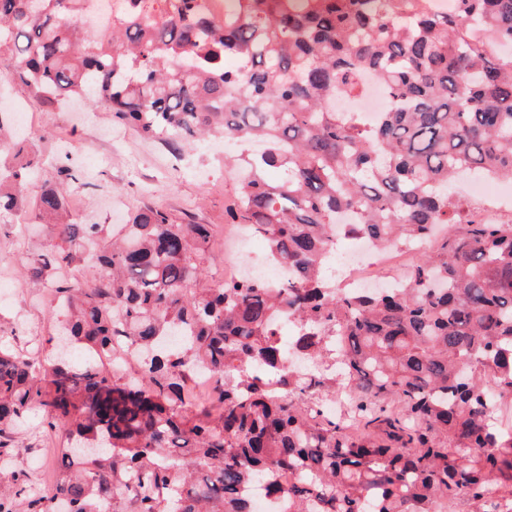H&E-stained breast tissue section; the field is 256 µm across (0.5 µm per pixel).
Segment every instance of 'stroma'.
I'll return each instance as SVG.
<instances>
[{
  "mask_svg": "<svg viewBox=\"0 0 512 512\" xmlns=\"http://www.w3.org/2000/svg\"><path fill=\"white\" fill-rule=\"evenodd\" d=\"M14 57L0 48V112L22 113L34 123L28 146L43 163V179L59 178L58 167L70 158L74 177L67 183L66 199L73 218L85 224L112 227L146 205L167 209L184 221L208 224L214 236L224 229V204L242 179L224 170V155L193 148L174 153L160 139H150L132 126L123 125L112 113L85 105L66 107L35 96L13 81ZM123 198L125 208L115 214L106 197ZM54 239L49 227L25 225L13 212H0V342L43 358L60 318L48 285L34 286L26 265L47 252ZM41 412H31L25 429L14 435L11 446L17 466L41 468L51 473L60 456L51 451Z\"/></svg>",
  "mask_w": 512,
  "mask_h": 512,
  "instance_id": "35a3bbf8",
  "label": "stroma"
}]
</instances>
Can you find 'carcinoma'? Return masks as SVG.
<instances>
[{"label":"carcinoma","instance_id":"cac0c4a2","mask_svg":"<svg viewBox=\"0 0 512 512\" xmlns=\"http://www.w3.org/2000/svg\"><path fill=\"white\" fill-rule=\"evenodd\" d=\"M454 2L442 15L428 0H238L218 22L195 0H119L93 32L92 0H0V45L48 101L84 99L175 151L263 141L240 155L250 179L231 215L291 270L213 280L208 225L160 207L108 244L18 149L0 209L52 223L59 244L27 273H57L61 327L87 358L0 347V512H253L258 480L279 512H497L491 487L512 500V223L484 224L448 192L459 175L512 178V53L489 56L471 28L512 49V0ZM364 69L389 97L369 128L331 107ZM438 225L403 288L326 279L342 235L409 244ZM80 263L95 276L60 275ZM288 321L306 377L281 342ZM118 347L129 375L104 365ZM345 387L348 417L324 414ZM34 409L64 440L45 493L6 446Z\"/></svg>","mask_w":512,"mask_h":512}]
</instances>
